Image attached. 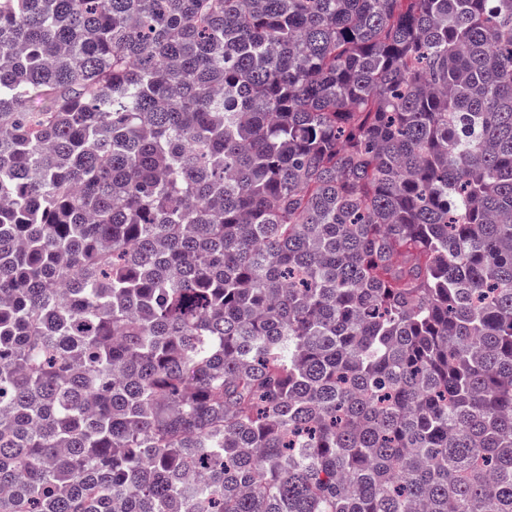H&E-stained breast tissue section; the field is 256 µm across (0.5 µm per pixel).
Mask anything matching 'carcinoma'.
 Returning <instances> with one entry per match:
<instances>
[{
    "instance_id": "carcinoma-1",
    "label": "carcinoma",
    "mask_w": 512,
    "mask_h": 512,
    "mask_svg": "<svg viewBox=\"0 0 512 512\" xmlns=\"http://www.w3.org/2000/svg\"><path fill=\"white\" fill-rule=\"evenodd\" d=\"M0 512H512V0H0Z\"/></svg>"
}]
</instances>
